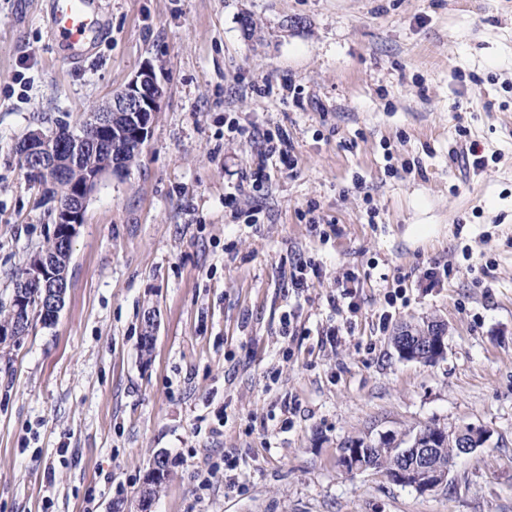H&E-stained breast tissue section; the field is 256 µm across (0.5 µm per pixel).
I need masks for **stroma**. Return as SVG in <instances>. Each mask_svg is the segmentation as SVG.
<instances>
[{"label": "stroma", "mask_w": 512, "mask_h": 512, "mask_svg": "<svg viewBox=\"0 0 512 512\" xmlns=\"http://www.w3.org/2000/svg\"><path fill=\"white\" fill-rule=\"evenodd\" d=\"M46 2L0 0V302L54 230L18 142L79 128L147 62L163 96L87 200L57 321L0 344V512H137L160 452L150 512H512V0H111L79 67ZM266 132L297 164L238 194ZM300 258L320 274L296 291ZM432 318L443 358H399L396 329ZM467 425L490 440L444 488L340 463L351 438ZM168 460L166 459L165 454H158L156 458H154L152 467L148 471L145 482L150 477V490L148 487H145V491L148 492L150 500H152L153 496L155 497L158 493L159 489L162 487L168 476Z\"/></svg>", "instance_id": "35a3bbf8"}]
</instances>
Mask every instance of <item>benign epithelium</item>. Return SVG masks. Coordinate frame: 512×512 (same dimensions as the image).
Masks as SVG:
<instances>
[{
    "mask_svg": "<svg viewBox=\"0 0 512 512\" xmlns=\"http://www.w3.org/2000/svg\"><path fill=\"white\" fill-rule=\"evenodd\" d=\"M163 90L157 73L150 65L141 68L126 86L90 115L78 132L65 143L55 135L35 130L21 146V157L28 171L40 179L39 185H65L67 197L57 199L55 224L61 226L58 247L53 253L37 252L28 261L26 283L42 289L41 317L46 323L58 318L69 288L68 268L72 242L77 228L84 223L85 206L91 192L108 171L123 170L105 152L112 139L132 135L137 146L147 140L153 114L158 111ZM26 300L19 297L13 320L0 324V340L21 335L28 323ZM446 326L434 320L424 326L406 324L393 338L394 348L410 361L428 363L439 358L444 349ZM455 453L444 457L436 448L437 438L415 433L404 441L391 444L397 461L388 473L390 479L419 492L432 491L448 485V472L453 459L475 453L484 447L490 432L482 427L465 426L445 433ZM371 449L357 444L342 449L341 462L350 472L374 469L370 463Z\"/></svg>",
    "mask_w": 512,
    "mask_h": 512,
    "instance_id": "7a95c632",
    "label": "benign epithelium"
}]
</instances>
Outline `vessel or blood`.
Masks as SVG:
<instances>
[{
  "instance_id": "vessel-or-blood-1",
  "label": "vessel or blood",
  "mask_w": 512,
  "mask_h": 512,
  "mask_svg": "<svg viewBox=\"0 0 512 512\" xmlns=\"http://www.w3.org/2000/svg\"><path fill=\"white\" fill-rule=\"evenodd\" d=\"M106 0H54L50 36L75 54L89 49L100 36V17Z\"/></svg>"
}]
</instances>
